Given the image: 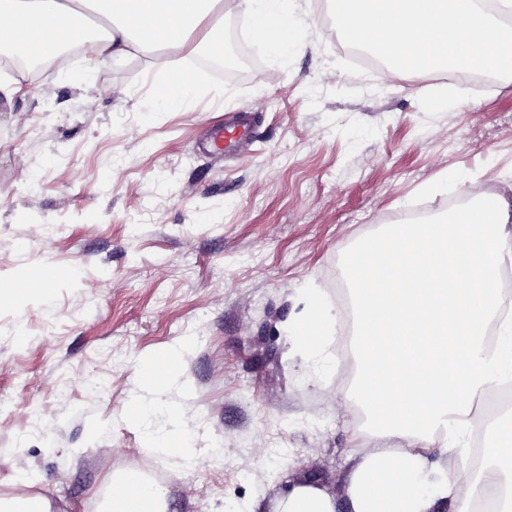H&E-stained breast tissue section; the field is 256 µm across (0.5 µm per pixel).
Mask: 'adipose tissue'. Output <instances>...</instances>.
I'll return each instance as SVG.
<instances>
[{
    "label": "adipose tissue",
    "instance_id": "obj_1",
    "mask_svg": "<svg viewBox=\"0 0 512 512\" xmlns=\"http://www.w3.org/2000/svg\"><path fill=\"white\" fill-rule=\"evenodd\" d=\"M240 11L279 54L301 45L295 0H0V49L56 59L88 46L102 62L218 51L224 16ZM174 19L154 34L152 23ZM512 204L468 207L445 224H405L377 242V260L350 259L358 370L348 394L364 416L360 438L374 446L343 476L345 500L301 483L279 512H478L485 493L496 512H512V413L499 417L482 447L483 466L460 467L482 425L480 406L496 384L512 381V314L504 315L500 271L512 261ZM336 317L308 302L294 344L317 365L321 331ZM166 490L146 477L113 497L112 512H165Z\"/></svg>",
    "mask_w": 512,
    "mask_h": 512
}]
</instances>
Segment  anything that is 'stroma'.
Listing matches in <instances>:
<instances>
[{
  "mask_svg": "<svg viewBox=\"0 0 512 512\" xmlns=\"http://www.w3.org/2000/svg\"><path fill=\"white\" fill-rule=\"evenodd\" d=\"M327 3L300 0L309 24L288 55L226 15L254 75L193 69L178 108L158 100L176 56L0 71L25 88L0 92V286L62 273L0 306V481L22 469L69 512L147 461L166 474L167 512H274L313 474L343 495L359 419L336 339L353 323L324 336L315 369L288 327L310 293L338 312L350 250L413 203L444 220L455 195L512 202V83L471 99L430 72L361 69L322 22ZM227 112L256 114L250 150L200 153ZM167 356L162 383L138 377ZM163 400L223 458L151 452L175 427L125 410Z\"/></svg>",
  "mask_w": 512,
  "mask_h": 512,
  "instance_id": "obj_1",
  "label": "stroma"
}]
</instances>
